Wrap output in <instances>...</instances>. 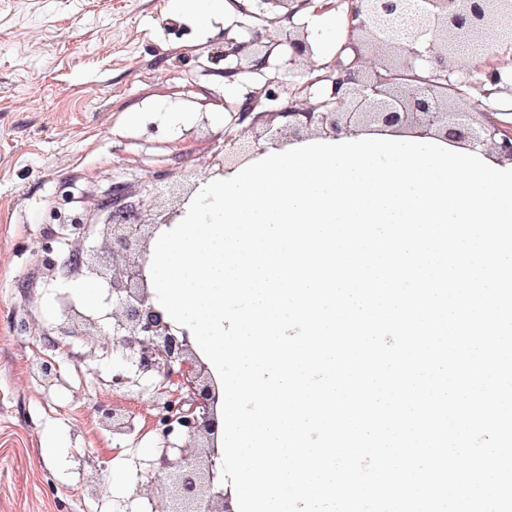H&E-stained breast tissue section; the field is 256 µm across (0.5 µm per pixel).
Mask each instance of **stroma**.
<instances>
[{
  "label": "stroma",
  "mask_w": 512,
  "mask_h": 512,
  "mask_svg": "<svg viewBox=\"0 0 512 512\" xmlns=\"http://www.w3.org/2000/svg\"><path fill=\"white\" fill-rule=\"evenodd\" d=\"M313 0L294 15L266 0H227L207 23L166 10V0H0V512H155L169 497L165 443L154 426L159 376L112 386L104 338L75 337L52 349L45 329L59 324L56 295L83 279L50 278L41 250L59 260L74 215L106 218L98 202L120 187L130 200L153 194L175 206L170 187L202 182L217 170L238 111L266 87L261 112L287 108L299 92L320 101L332 63L225 73L229 42L272 36L287 24L309 26ZM468 69L471 111L486 108L482 72L512 68V48L486 43ZM138 122H130V113ZM188 114L172 123L170 114ZM23 319L31 330L19 333ZM51 360L43 377L38 367ZM107 403L129 418L117 436L96 408ZM121 474L112 483L113 474ZM112 483L109 495L95 484Z\"/></svg>",
  "instance_id": "1"
}]
</instances>
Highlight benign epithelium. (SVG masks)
Instances as JSON below:
<instances>
[{
	"label": "benign epithelium",
	"instance_id": "1",
	"mask_svg": "<svg viewBox=\"0 0 512 512\" xmlns=\"http://www.w3.org/2000/svg\"><path fill=\"white\" fill-rule=\"evenodd\" d=\"M402 0H352L351 29L366 34L384 51H397L400 60L389 64L377 58L363 70L356 61L336 60L331 78V93L325 112L318 105L296 101L276 116L288 119L277 129L268 128L267 137L256 133L257 150L277 146L283 133L298 137L302 133L337 136L353 133L371 124L401 126L420 132H441L473 149L494 152L512 161V124L488 119L482 112L453 107L444 96L448 89H458L463 82L453 78L448 43L459 31L481 38L494 27L496 15H512V0H420L414 30L402 39L386 28L384 15L397 11ZM275 44L288 49L281 64L293 68L308 62L313 45L301 31L282 29ZM249 49L253 66L268 65L271 46L257 36L246 45H237L224 57L240 58ZM99 206L108 212L100 224V244L89 250H76L68 266L101 278L108 283L112 297V360L117 367L112 386L122 388L130 382L128 371L137 376L158 375L162 383L175 385L174 393L162 391L165 401L155 419L162 436L176 434L185 438L178 457L171 460L162 449V462L173 469L174 491L165 512H231L229 496L218 480L216 410L219 389L205 364L194 351L189 335L177 336L152 302L148 288L150 241L165 224L174 223L178 211L162 219L152 217L153 199L126 201L115 190L101 199ZM64 325L61 337L90 336L98 320L79 311L73 300L60 293L57 297ZM100 422L123 434L130 423L108 405L98 408ZM211 442L206 463L197 461V438Z\"/></svg>",
	"mask_w": 512,
	"mask_h": 512
}]
</instances>
